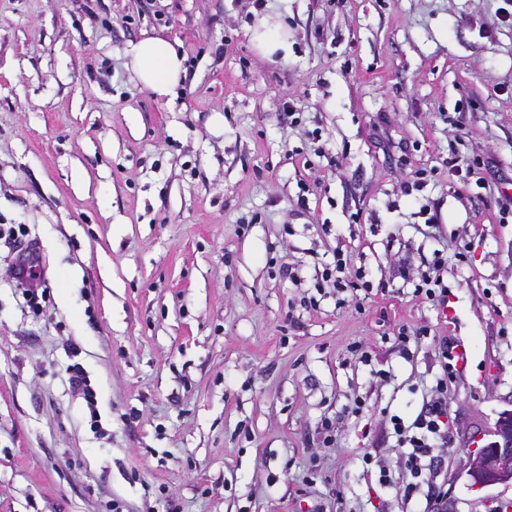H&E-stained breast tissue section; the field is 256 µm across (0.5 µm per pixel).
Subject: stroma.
<instances>
[{"instance_id": "1", "label": "stroma", "mask_w": 512, "mask_h": 512, "mask_svg": "<svg viewBox=\"0 0 512 512\" xmlns=\"http://www.w3.org/2000/svg\"><path fill=\"white\" fill-rule=\"evenodd\" d=\"M504 6L0 0V228L27 231L0 239V512L512 501L466 473L473 441L512 409ZM257 11L287 24L288 61L250 42ZM151 35L187 55L170 102L129 66ZM475 154L498 171L481 186L448 168ZM417 171L422 190L403 193ZM30 249L50 292L37 314L8 274ZM337 249L364 286L323 284ZM437 249L444 306L414 294ZM445 341L468 345L470 367L448 388L436 484L406 501L389 418L412 422L430 400ZM74 363L95 410L70 387Z\"/></svg>"}]
</instances>
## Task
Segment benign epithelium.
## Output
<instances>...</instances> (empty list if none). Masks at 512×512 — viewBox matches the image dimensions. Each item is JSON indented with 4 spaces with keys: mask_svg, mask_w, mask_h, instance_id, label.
<instances>
[{
    "mask_svg": "<svg viewBox=\"0 0 512 512\" xmlns=\"http://www.w3.org/2000/svg\"><path fill=\"white\" fill-rule=\"evenodd\" d=\"M489 436L469 453L467 476L476 488L512 485V409L500 413Z\"/></svg>",
    "mask_w": 512,
    "mask_h": 512,
    "instance_id": "benign-epithelium-1",
    "label": "benign epithelium"
}]
</instances>
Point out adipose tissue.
Wrapping results in <instances>:
<instances>
[{
	"instance_id": "1",
	"label": "adipose tissue",
	"mask_w": 512,
	"mask_h": 512,
	"mask_svg": "<svg viewBox=\"0 0 512 512\" xmlns=\"http://www.w3.org/2000/svg\"><path fill=\"white\" fill-rule=\"evenodd\" d=\"M249 39L268 61L287 60L292 43L280 16L263 14L249 30ZM134 79L160 99H172L186 77V55L179 41L149 36L137 42L130 53Z\"/></svg>"
}]
</instances>
